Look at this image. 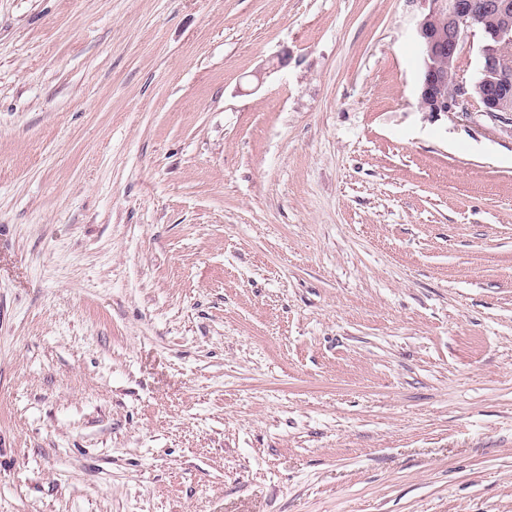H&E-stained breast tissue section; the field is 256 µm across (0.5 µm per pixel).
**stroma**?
I'll use <instances>...</instances> for the list:
<instances>
[{"label":"stroma","instance_id":"obj_1","mask_svg":"<svg viewBox=\"0 0 512 512\" xmlns=\"http://www.w3.org/2000/svg\"><path fill=\"white\" fill-rule=\"evenodd\" d=\"M426 0H0V512H512V134Z\"/></svg>","mask_w":512,"mask_h":512}]
</instances>
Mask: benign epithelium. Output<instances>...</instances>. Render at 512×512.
Segmentation results:
<instances>
[{
  "label": "benign epithelium",
  "instance_id": "benign-epithelium-1",
  "mask_svg": "<svg viewBox=\"0 0 512 512\" xmlns=\"http://www.w3.org/2000/svg\"><path fill=\"white\" fill-rule=\"evenodd\" d=\"M416 37L424 59L421 110L470 115L512 127V0H426ZM485 39L476 73L464 77L469 36Z\"/></svg>",
  "mask_w": 512,
  "mask_h": 512
}]
</instances>
